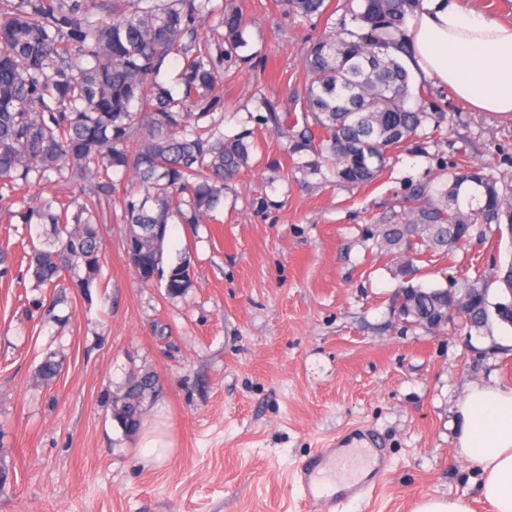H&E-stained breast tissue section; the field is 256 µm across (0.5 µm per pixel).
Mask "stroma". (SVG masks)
Segmentation results:
<instances>
[{
    "instance_id": "35a3bbf8",
    "label": "stroma",
    "mask_w": 512,
    "mask_h": 512,
    "mask_svg": "<svg viewBox=\"0 0 512 512\" xmlns=\"http://www.w3.org/2000/svg\"><path fill=\"white\" fill-rule=\"evenodd\" d=\"M237 3L248 46L213 117L228 135L255 130L260 149L215 219L169 224L164 260L188 256L190 288L168 295L130 264V175L113 173L102 201L104 281L87 296L43 291L20 264L40 233L20 212L81 187L33 184L0 208V512H316L299 504L292 477L358 426L380 437L387 469L373 497L351 496L336 512H413L423 499L456 497L489 512L457 454L458 406L472 384L512 385V327L470 334L454 317L433 332L405 328L391 305L395 260L362 230L398 208L408 182L434 180L439 161L462 150L512 184V118L473 111L438 87L442 135L398 154L370 186L289 171L287 141L260 125L256 99L290 106L307 42L323 28L270 0ZM511 261L512 237L494 235L420 262L419 281L478 280L494 303L490 269ZM49 352L62 367L47 384L37 367ZM147 373L158 394L139 429L125 432L112 399ZM151 431L168 444L163 459L144 454Z\"/></svg>"
}]
</instances>
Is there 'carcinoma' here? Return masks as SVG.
Masks as SVG:
<instances>
[{
    "label": "carcinoma",
    "mask_w": 512,
    "mask_h": 512,
    "mask_svg": "<svg viewBox=\"0 0 512 512\" xmlns=\"http://www.w3.org/2000/svg\"><path fill=\"white\" fill-rule=\"evenodd\" d=\"M118 0L112 17L93 0H0V200L32 183L90 184L82 201L41 198L21 213L24 224L45 228L27 255L39 287L68 279L84 295L102 280L100 199L112 194L114 171L131 172L124 222L139 277L163 273L168 224H203L224 200V186L250 167L254 131L224 135L210 120L224 99L225 74L247 46L246 20L229 0ZM302 22L328 31L307 46L305 83L294 91L301 116L258 97L261 121L291 126L292 169L321 173L336 184L363 187L393 153L420 150L446 122L429 84L410 86L405 59L407 24L421 0H275ZM212 18L224 29L217 54L196 48L197 26ZM182 59L175 86L160 81L170 56ZM312 156L308 161L304 155ZM512 225V189L498 186L470 156L439 165L437 183L407 184L400 210L364 230V241L399 258L400 290L413 298L414 326L434 328L457 315L477 332L490 318L512 326V261L497 267L500 301L463 280L446 286L413 283L415 261L445 256ZM190 261L169 267L164 288L174 296L191 285ZM60 361L46 355L37 369L49 382Z\"/></svg>",
    "instance_id": "carcinoma-1"
}]
</instances>
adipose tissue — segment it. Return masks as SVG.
<instances>
[{"mask_svg": "<svg viewBox=\"0 0 512 512\" xmlns=\"http://www.w3.org/2000/svg\"><path fill=\"white\" fill-rule=\"evenodd\" d=\"M409 39L417 78L479 111L512 114V20L464 0H421ZM458 412V454L477 469L482 499L512 512V386L473 385Z\"/></svg>", "mask_w": 512, "mask_h": 512, "instance_id": "ef3b65f1", "label": "adipose tissue"}]
</instances>
